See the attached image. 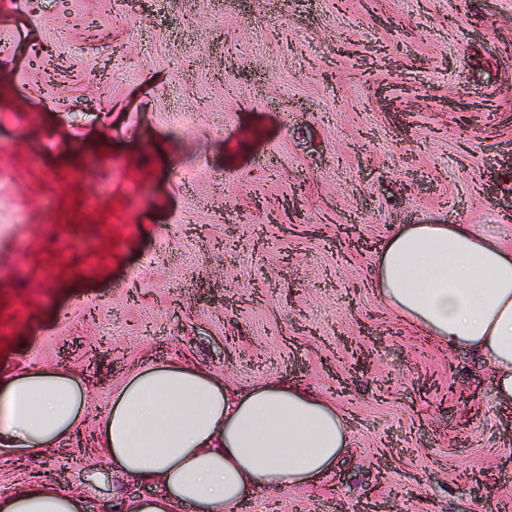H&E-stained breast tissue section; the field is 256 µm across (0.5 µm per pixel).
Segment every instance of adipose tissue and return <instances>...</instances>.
Returning <instances> with one entry per match:
<instances>
[{
  "mask_svg": "<svg viewBox=\"0 0 512 512\" xmlns=\"http://www.w3.org/2000/svg\"><path fill=\"white\" fill-rule=\"evenodd\" d=\"M373 286L382 303L493 372L512 403V250L470 224H402L379 248ZM85 390L46 370L0 375V447L23 455L70 440ZM118 479L150 497L103 501L102 512H234L256 488L315 486L350 445L346 418L312 389L267 380L246 392L174 360L135 372L95 434ZM54 483L0 491V512H83Z\"/></svg>",
  "mask_w": 512,
  "mask_h": 512,
  "instance_id": "ef3b65f1",
  "label": "adipose tissue"
}]
</instances>
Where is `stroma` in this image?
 Instances as JSON below:
<instances>
[{
	"mask_svg": "<svg viewBox=\"0 0 512 512\" xmlns=\"http://www.w3.org/2000/svg\"><path fill=\"white\" fill-rule=\"evenodd\" d=\"M0 44V367L86 383V437L183 353L302 381L352 447L243 512H512V403L371 286L397 224L512 244V0H0ZM34 474L120 486L0 448V487Z\"/></svg>",
	"mask_w": 512,
	"mask_h": 512,
	"instance_id": "1",
	"label": "stroma"
}]
</instances>
